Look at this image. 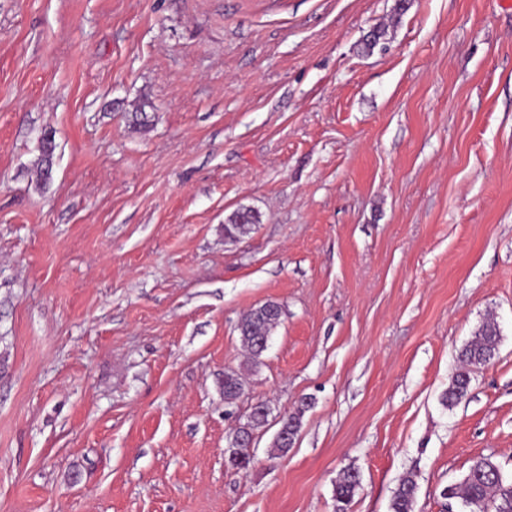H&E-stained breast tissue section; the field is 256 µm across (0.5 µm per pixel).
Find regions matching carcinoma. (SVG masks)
I'll return each instance as SVG.
<instances>
[{
  "label": "carcinoma",
  "mask_w": 512,
  "mask_h": 512,
  "mask_svg": "<svg viewBox=\"0 0 512 512\" xmlns=\"http://www.w3.org/2000/svg\"><path fill=\"white\" fill-rule=\"evenodd\" d=\"M257 217L250 211H238L224 225L226 237L237 240L247 235ZM278 303L265 302L251 309L240 321L239 338L244 349L253 360H258L267 349V343L273 330L279 324ZM499 332L492 322L483 324L475 333V338L459 354L460 366L448 388L442 395L445 406L451 408L459 404L467 395L470 386V374L475 368L491 363L498 352ZM246 390V380L235 372L224 373V397L237 399ZM229 464L246 471L254 462V455L247 448L229 449ZM360 487L358 471L346 468L336 481L334 500L336 512H350L354 497ZM417 495V483L407 476L401 480L393 492L390 512H414ZM443 498L458 499L464 507H475L474 512H512V480H507L501 466L490 457H479L473 461L462 482L444 487Z\"/></svg>",
  "instance_id": "carcinoma-1"
}]
</instances>
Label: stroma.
I'll list each match as a JSON object with an SVG mask.
<instances>
[{"mask_svg":"<svg viewBox=\"0 0 512 512\" xmlns=\"http://www.w3.org/2000/svg\"><path fill=\"white\" fill-rule=\"evenodd\" d=\"M267 301L254 366L237 324ZM483 456L512 477V10L0 0V512H335L350 467L351 512L408 475L414 512H447ZM256 222L257 217L251 211H238L230 219V224H225V235L231 240H237L247 235ZM499 341V332L494 323L487 322L478 329L475 338L459 354L458 371L442 395L445 406L452 408L467 396L471 372L491 363L497 355ZM234 443L239 448L231 447L229 449V464L239 471L248 470L254 462L253 439L246 435H238V437L234 439ZM249 450L253 454H251ZM360 487V476L358 471L346 468L336 481L334 500L336 512H350L354 497Z\"/></svg>","mask_w":512,"mask_h":512,"instance_id":"1","label":"stroma"}]
</instances>
